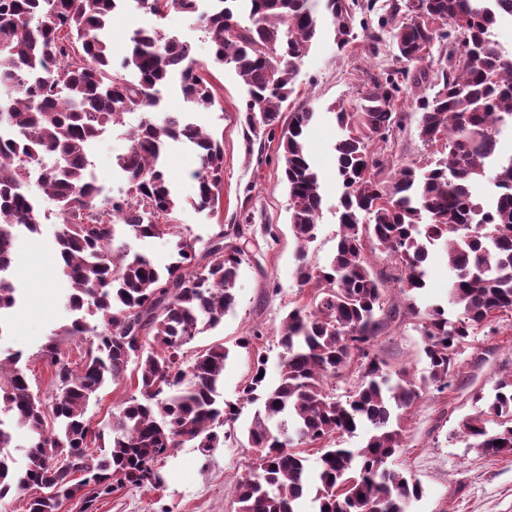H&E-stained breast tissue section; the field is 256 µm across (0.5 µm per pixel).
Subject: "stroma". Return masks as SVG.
<instances>
[{
	"instance_id": "1",
	"label": "stroma",
	"mask_w": 512,
	"mask_h": 512,
	"mask_svg": "<svg viewBox=\"0 0 512 512\" xmlns=\"http://www.w3.org/2000/svg\"><path fill=\"white\" fill-rule=\"evenodd\" d=\"M160 25L165 34L188 41L202 64V74L214 87L216 105L201 111L191 109L179 84H171L159 109L188 114L191 121L223 138L224 182L219 208L198 211L192 204L198 167L194 153L185 145L169 144L164 160L172 185L183 202L175 220L180 231L208 240L217 225L232 229L240 224L248 242L250 259L241 270L237 303L223 323L200 335L195 348L221 342L230 347L224 368L225 398H235L251 372L255 353L266 354L271 365L268 383H275V363L280 349L276 331L300 297L294 275L296 240L288 220V191L281 175V152L274 139L247 141L240 120L243 90L233 69L213 62L211 43L193 16L170 11L155 20L126 0L107 29L114 58H122L134 30ZM396 50L382 42L371 51L365 33L345 51H338L332 37L314 44L299 66L295 92L285 112L298 109L315 114L308 134L309 153L322 176L323 206L317 240L309 247L312 264H323L336 247L340 230L336 205L341 192L336 179L334 146L340 135L333 106L350 105L359 88L381 69L401 68ZM421 91L404 86L401 109L408 119L397 140L388 142L386 157L406 162H425L430 149L424 148L417 132L414 102ZM141 113L125 114L122 124L108 129L91 154V170L105 191L117 192L123 181L115 166L117 156L126 152L128 134L138 125ZM43 224L37 235L21 233L16 245V262L10 278L19 292L17 305L9 314V330L0 337V357L22 356L35 392L50 398L55 390L52 377L38 358L42 345L60 334L61 349L77 360L79 342L61 335L72 313L63 297L67 282L55 253L54 234L60 222L54 201L42 199ZM266 224L278 225L277 239L261 233ZM448 255L444 245L433 247L428 260L427 286L417 292L419 308L446 304L448 298ZM256 336L252 349L236 347L243 336ZM376 349L390 369H407L413 377L426 372L422 339L416 321L402 315L377 340ZM512 373V315L480 328L460 356V373L444 392L426 391L403 415L404 446L393 464L417 478L424 495L411 512H512V455L487 456L457 437L460 420L479 412L481 394L489 392L493 378ZM250 449L226 442L202 455L190 447L176 448L159 459L155 468L158 487H117L111 495L97 500L92 512H236L234 483L254 462Z\"/></svg>"
}]
</instances>
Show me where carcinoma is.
Instances as JSON below:
<instances>
[{
    "instance_id": "obj_1",
    "label": "carcinoma",
    "mask_w": 512,
    "mask_h": 512,
    "mask_svg": "<svg viewBox=\"0 0 512 512\" xmlns=\"http://www.w3.org/2000/svg\"><path fill=\"white\" fill-rule=\"evenodd\" d=\"M118 2L0 0V311L15 304L8 273L19 229L40 232L34 182L57 205L68 304L80 313L63 334L90 337L74 368L57 339L42 346L56 386L48 400L32 390L21 355L0 358V499L29 490L24 512H59L75 497L88 512L115 485L157 482L155 463L173 449L189 443L206 454L232 440L257 455L235 483L237 512H300L309 495L312 512H367L373 499L383 501V512H407L423 487L388 465L404 447L403 413L423 391L448 389L475 330L512 313V154H499L495 137L512 128V58L491 39L498 20L512 18V0H392L378 31L363 24L372 52L386 33L407 66L371 77L352 110L335 111L344 131L335 146L340 231L322 266L308 257L322 206L321 178L304 145L313 113L296 111L284 124L282 108L324 21L342 51L355 37L350 15L372 12L373 0H211L200 14L196 0H145L143 9L159 18L173 9L197 15L214 62L231 67L242 84L244 125L256 136L280 130L298 242L294 274L309 296L279 327L278 381L270 386L260 375L268 357L258 354L234 401L221 391L230 349L220 342L188 347L235 306L247 244L239 226L226 233L219 225L201 249L196 237L175 230L180 200L160 164L167 141L193 145V205L213 212L224 150L200 126L154 112L174 77L194 108L209 110L216 98L191 45L155 26L137 32L114 62L105 30ZM434 40L443 48L429 62L437 66L433 77L412 73ZM409 81L431 90L415 101L419 138L427 146L444 142L446 155L396 165L372 145L403 130L398 102ZM136 110L143 117L116 157L125 185L104 196L93 184L90 148ZM254 112L265 115L258 129ZM164 236L171 261L162 267L129 244ZM439 242L452 273L448 304L461 313L452 319L442 306L421 311L407 303L427 364L415 380L391 371L373 347L400 315L389 290L408 297L425 288L428 247ZM369 243L390 257V270L373 269ZM348 373L356 381L339 396L336 383ZM127 380L134 393L111 421L87 417L105 385ZM480 399L485 408L460 421V436L487 455H511L512 376L496 379ZM246 404L255 410L240 439L234 423ZM16 427L31 433L21 468L10 452ZM360 428L368 432L362 447L328 445L310 471L301 448Z\"/></svg>"
}]
</instances>
